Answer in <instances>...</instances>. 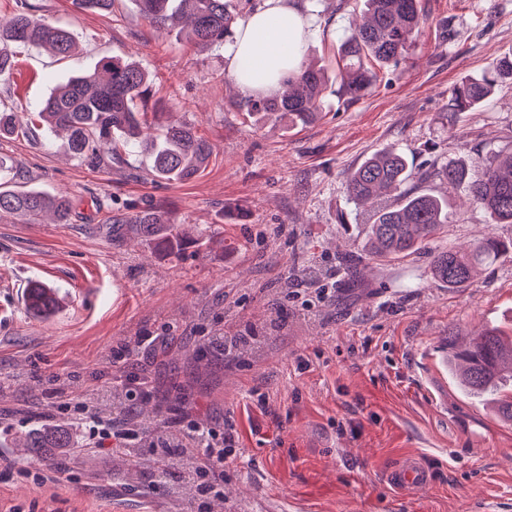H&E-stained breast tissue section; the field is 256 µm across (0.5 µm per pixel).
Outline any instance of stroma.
Instances as JSON below:
<instances>
[{"mask_svg": "<svg viewBox=\"0 0 512 512\" xmlns=\"http://www.w3.org/2000/svg\"><path fill=\"white\" fill-rule=\"evenodd\" d=\"M31 2L36 16L69 26L77 49L62 59L17 47L0 107L38 110L57 85L117 56L149 72L159 111L195 124L214 155L191 182H157L134 144L116 169L74 160L64 135L45 126L30 140L0 139L16 185L73 204L66 224L0 221V433L19 440L50 425L76 440L35 463L0 447V512H180L179 476L130 478L127 458L150 463L194 420L232 424L238 436L212 512H512V423L444 378L435 354L449 334L512 328V253L462 288L429 268L443 247L512 241V224L488 223L461 188L414 177L416 189L447 195L451 222L420 254L369 263L370 207L346 193L351 171L385 147L416 171L512 149L510 79L448 119L455 83L512 54V0H422L430 21L407 64L385 69L356 100L328 88L320 121L277 128L231 106L223 45L200 52L177 31L154 32L134 0H116L108 14ZM299 3L313 29L307 60L335 69L348 8ZM445 18L449 42L436 27ZM152 201L176 223L220 232L223 251L162 254L113 241L112 216ZM348 261L366 263L365 287L347 286ZM35 281L62 301L51 318L25 306ZM320 287L325 300L303 305L298 290ZM220 334L258 342L226 356L212 343ZM139 336L163 343L133 357L150 396L130 401L111 361ZM86 408L133 432L125 449L91 450L77 422ZM410 455L431 482L394 490L386 473Z\"/></svg>", "mask_w": 512, "mask_h": 512, "instance_id": "35a3bbf8", "label": "stroma"}]
</instances>
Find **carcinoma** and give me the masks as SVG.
I'll use <instances>...</instances> for the list:
<instances>
[{
	"mask_svg": "<svg viewBox=\"0 0 512 512\" xmlns=\"http://www.w3.org/2000/svg\"><path fill=\"white\" fill-rule=\"evenodd\" d=\"M115 0H73L79 10L111 13ZM143 19L158 33L184 23L185 38L198 51L224 43L232 36L237 16L228 0H135ZM420 0H363L362 20L349 19L348 34L338 44L335 79L339 91L352 99L363 96L381 72L407 59L410 47L425 28ZM50 49L65 57L76 48L69 30L32 14L24 2L5 24H0V76L10 74L15 64L14 48ZM503 79H512V56L501 58L493 71L462 78L448 99V114L455 116L485 102ZM328 76L324 69L304 65L288 78L289 91L275 97L256 96L234 102V106L259 122L288 118L294 125L322 119V101ZM151 93L148 73L135 61L107 57L92 73L74 77L60 86L36 112L26 116L0 110V138L36 129L46 123L67 134L71 156L97 166L106 160L121 167L126 163V146L131 140L151 159L150 176L159 181L190 182L203 172L213 154V145L197 135L191 123L170 125L164 113L148 114L138 104ZM481 170L474 178L470 168ZM13 167L0 161V219L30 221L44 214L55 224H67L72 202L63 194L7 185ZM410 177L407 158L394 147L375 152L348 176L346 189L351 200L366 202L382 196L394 199L376 210L367 227L366 251L371 260L402 261L417 254L448 223V199L430 192L413 193L406 188ZM462 187L469 200L481 207L494 224H512V150H491L469 162L448 161L422 174ZM112 235L136 241L154 250L180 249L191 242L211 248L214 236L196 231L192 235L174 223L168 208L149 203L138 211L112 219ZM512 248L488 237L471 250L445 247L435 251L431 273L450 288L469 284L488 264ZM26 307L35 317H47L58 308L53 289L37 282L28 288ZM448 372L466 392L491 396L498 416L512 422V336L487 329L463 339L450 335ZM23 447L38 459L48 448H72L74 440L63 429L36 430L25 435Z\"/></svg>",
	"mask_w": 512,
	"mask_h": 512,
	"instance_id": "carcinoma-1",
	"label": "carcinoma"
}]
</instances>
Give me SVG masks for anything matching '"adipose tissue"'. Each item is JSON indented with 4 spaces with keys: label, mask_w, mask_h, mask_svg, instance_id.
<instances>
[{
    "label": "adipose tissue",
    "mask_w": 512,
    "mask_h": 512,
    "mask_svg": "<svg viewBox=\"0 0 512 512\" xmlns=\"http://www.w3.org/2000/svg\"><path fill=\"white\" fill-rule=\"evenodd\" d=\"M309 24L293 0H265L262 9L249 15L224 52L228 68L245 94L272 93L297 74ZM262 73V81L243 74V67Z\"/></svg>",
    "instance_id": "1"
}]
</instances>
